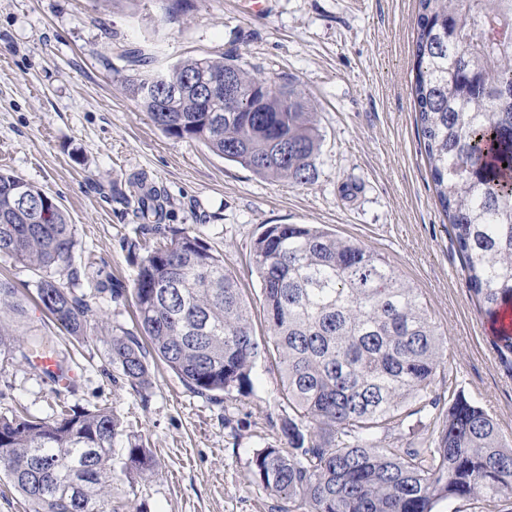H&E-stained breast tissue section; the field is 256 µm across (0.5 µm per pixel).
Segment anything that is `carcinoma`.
Masks as SVG:
<instances>
[{
	"mask_svg": "<svg viewBox=\"0 0 512 512\" xmlns=\"http://www.w3.org/2000/svg\"><path fill=\"white\" fill-rule=\"evenodd\" d=\"M412 91L438 202L454 231L468 290L499 324L494 346L512 372V0H418ZM200 72L233 74L250 95L203 105L186 91L164 95ZM164 134L202 142L213 154L270 179L299 185L314 177L319 133L295 81L250 74L236 56L186 59L148 70L129 85ZM19 185L47 216L30 222ZM142 218L162 210L150 188ZM75 229L50 196L0 172V255L42 273L38 298L71 336L95 331L86 296L60 276L72 268ZM268 326L292 416L280 431L289 451L269 446L253 474L303 512H434L465 498L479 512H512V442L482 407L461 395L448 414L430 397L445 333L418 289L382 255L314 224H274L251 246ZM141 335L121 331L110 360L134 389L149 382L147 356L161 360L198 394L252 391L259 357L249 306L224 257L186 231L149 251L133 281ZM57 356L53 336H16L0 323V374L38 355ZM408 405L439 429L424 448H382L378 435ZM107 405L38 418L0 414V474L28 512H122L112 484L156 470L145 446L128 441Z\"/></svg>",
	"mask_w": 512,
	"mask_h": 512,
	"instance_id": "obj_1",
	"label": "carcinoma"
}]
</instances>
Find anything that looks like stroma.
<instances>
[{
	"label": "stroma",
	"mask_w": 512,
	"mask_h": 512,
	"mask_svg": "<svg viewBox=\"0 0 512 512\" xmlns=\"http://www.w3.org/2000/svg\"><path fill=\"white\" fill-rule=\"evenodd\" d=\"M0 0V171L54 197L75 227L71 288L91 298L96 332L81 344L34 303L39 275L0 256V279L25 295L8 313L19 334L54 336L75 385L55 387L24 361L0 375V412L46 418L57 405L110 404L126 426L118 447L142 440L155 475L118 483L131 512H281L284 500L252 471L257 450L284 447L281 372L261 354L245 396L190 391L160 361L131 388L108 361L113 330L135 331L130 290L145 251L135 246L133 204L116 199L142 173L169 198L167 233L197 236L238 279L258 343L267 330L250 250L264 226L320 224L385 256L419 288L446 334L433 396L487 410L512 440V375L465 285L451 226L436 197L411 91L416 0ZM238 56L250 72L297 82L314 107L315 178L272 180L202 143L158 130L131 97L138 58L165 70L187 58ZM110 281L123 296L98 293Z\"/></svg>",
	"instance_id": "1"
}]
</instances>
